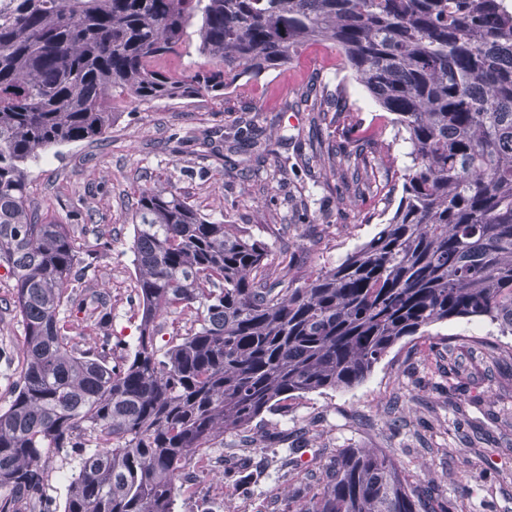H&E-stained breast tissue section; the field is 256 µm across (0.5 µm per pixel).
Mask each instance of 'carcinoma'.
Segmentation results:
<instances>
[{"label": "carcinoma", "mask_w": 512, "mask_h": 512, "mask_svg": "<svg viewBox=\"0 0 512 512\" xmlns=\"http://www.w3.org/2000/svg\"><path fill=\"white\" fill-rule=\"evenodd\" d=\"M310 42L335 49L409 143L385 226L336 266L278 288L265 245L173 191L133 215L137 344L81 351L84 258L28 203L27 169L101 136L115 95L221 96ZM195 69L167 61L190 46ZM324 93L305 91L314 120ZM329 171L350 189L359 168ZM0 267L22 362L0 410V490L41 503L76 455L63 512H175L185 469L226 431L296 396L349 389L402 338L456 317L512 334V0H0ZM191 315L162 349V318ZM287 512H437L374 448L329 457Z\"/></svg>", "instance_id": "1"}]
</instances>
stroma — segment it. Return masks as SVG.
<instances>
[{
    "instance_id": "1",
    "label": "stroma",
    "mask_w": 512,
    "mask_h": 512,
    "mask_svg": "<svg viewBox=\"0 0 512 512\" xmlns=\"http://www.w3.org/2000/svg\"><path fill=\"white\" fill-rule=\"evenodd\" d=\"M331 93L326 108L343 121L312 126L299 96ZM108 134L47 151L28 168L29 199L66 225L85 256L88 299L110 313L105 330L86 329L79 349L109 336L113 359L130 354L140 307L133 264V213L144 186L172 190L201 215L224 219L268 251L271 280L340 263L371 239L385 199H399L408 146L391 115L344 68L336 50L308 45L287 68L223 96L113 102ZM332 144L338 160L369 172L358 194L311 162ZM107 248H100L96 232ZM14 281L0 268V408L18 376L24 326ZM456 370L460 388L448 385ZM352 448L392 455L410 485L428 487L446 512H512V335L482 317L453 318L399 341L361 384L289 400L264 412L250 433L217 438L211 456L236 454L267 466L247 490L228 487L222 469L200 472L178 512H282L321 460Z\"/></svg>"
}]
</instances>
